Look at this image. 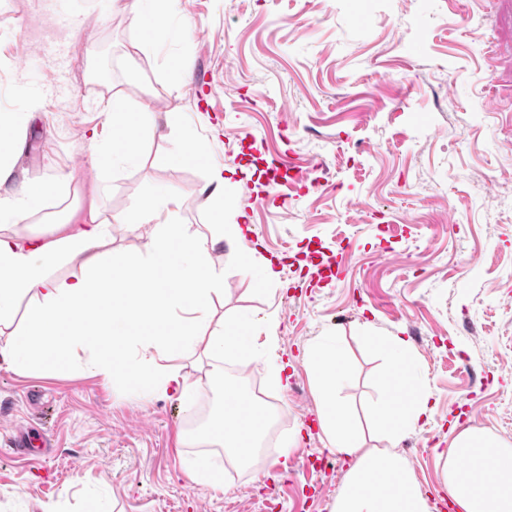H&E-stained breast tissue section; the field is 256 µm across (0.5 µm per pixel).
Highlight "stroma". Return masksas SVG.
I'll use <instances>...</instances> for the list:
<instances>
[{
  "label": "stroma",
  "instance_id": "35a3bbf8",
  "mask_svg": "<svg viewBox=\"0 0 512 512\" xmlns=\"http://www.w3.org/2000/svg\"><path fill=\"white\" fill-rule=\"evenodd\" d=\"M178 56L188 74L172 71ZM100 68L105 87L150 99L158 123L138 134L135 162L111 169L89 146L124 136L92 90ZM27 111L19 180L75 177L31 229L93 208L120 216L160 188L181 194L180 223L222 234L211 312H276L288 379L262 358L226 360L224 373L259 385L273 430L299 444L225 471L223 489L200 486L191 461L224 466L223 449L196 438L221 395L206 363L177 361L196 386L189 411L171 392L138 400L78 370L0 359V512L61 499L84 512L92 496L106 512H330L346 466L323 448L302 359L323 333L343 346L339 394L360 412L385 398L374 337L410 341L435 416L399 451L429 498L443 490L430 447L453 421L512 442V0H173L152 45L113 0H0V113ZM188 139L207 143L208 164H155ZM283 156L284 183L270 187L264 172ZM216 167L225 206L280 272L274 295L253 290L214 221ZM329 264L340 279L321 278ZM32 429L51 443L37 461L10 443Z\"/></svg>",
  "mask_w": 512,
  "mask_h": 512
}]
</instances>
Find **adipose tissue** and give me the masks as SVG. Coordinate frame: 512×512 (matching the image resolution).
<instances>
[{"label": "adipose tissue", "mask_w": 512, "mask_h": 512, "mask_svg": "<svg viewBox=\"0 0 512 512\" xmlns=\"http://www.w3.org/2000/svg\"><path fill=\"white\" fill-rule=\"evenodd\" d=\"M30 118L27 112L0 113V187L14 180L15 144ZM70 182V174L63 173L47 183L24 182L16 193L0 194V331L9 332L0 340V356L20 370L34 364L56 370L74 357L86 373L124 384L133 398L171 391L188 409L196 401L194 385L179 370L155 368L154 353L206 359L208 377L222 384L228 424L204 438L228 456L249 457L272 418L266 408L253 407L247 420L237 421L244 399L239 380L225 377L224 361L275 350L276 313H269L260 329L247 319L213 320L211 305L224 295V273L208 261L214 241L177 223L180 200L172 193H152L122 217L132 229L151 225L153 235L143 255L114 258L107 249L113 225L96 214L57 234L29 230L23 223L27 213ZM215 216L231 230L241 269L259 291L278 282L271 263L249 247L238 211L219 204ZM76 258L84 264L81 274L55 276L56 267ZM25 296L30 299L26 326L16 332L11 324ZM83 316L88 326L76 327ZM381 344L392 398L373 412L380 432V443L373 447L338 397L348 378L338 341L318 336L305 352L324 446L350 464L332 512H431L409 462L397 451L410 432L431 420L430 388L409 341L395 335ZM435 456L460 512H512L511 443L485 429L458 425Z\"/></svg>", "instance_id": "ef3b65f1"}]
</instances>
